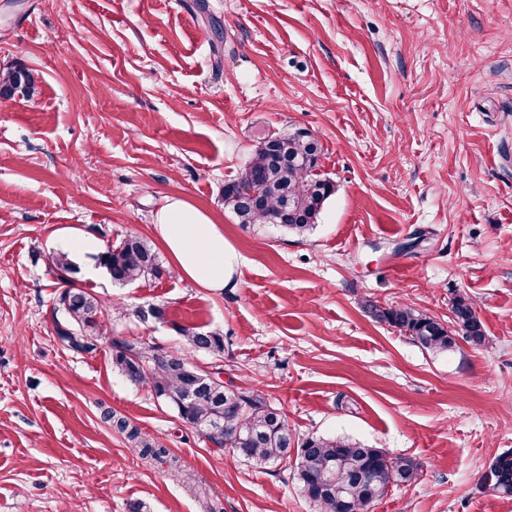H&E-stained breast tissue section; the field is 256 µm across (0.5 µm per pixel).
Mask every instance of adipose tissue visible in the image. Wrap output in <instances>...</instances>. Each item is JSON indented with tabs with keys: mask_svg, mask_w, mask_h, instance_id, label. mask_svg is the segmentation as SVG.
I'll list each match as a JSON object with an SVG mask.
<instances>
[{
	"mask_svg": "<svg viewBox=\"0 0 512 512\" xmlns=\"http://www.w3.org/2000/svg\"><path fill=\"white\" fill-rule=\"evenodd\" d=\"M155 229L175 269L209 291L234 287L239 257L221 225L185 198H167L154 215Z\"/></svg>",
	"mask_w": 512,
	"mask_h": 512,
	"instance_id": "ef3b65f1",
	"label": "adipose tissue"
}]
</instances>
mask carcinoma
Segmentation results:
<instances>
[{
    "instance_id": "obj_1",
    "label": "carcinoma",
    "mask_w": 512,
    "mask_h": 512,
    "mask_svg": "<svg viewBox=\"0 0 512 512\" xmlns=\"http://www.w3.org/2000/svg\"><path fill=\"white\" fill-rule=\"evenodd\" d=\"M33 89L32 74L18 67L0 83V97L28 94ZM279 150L285 161L278 164L264 151H254L241 176L224 185V207L241 224H270L284 212L282 228L303 234L317 222L325 202L335 193V185L317 172L321 145L316 138L299 131L285 134L280 136ZM96 260L115 284L159 279L165 272L157 253L139 236L108 245ZM51 268L64 287L59 304L66 321L57 325L58 338L68 350L89 354L97 349V341L106 331L107 314L92 293L77 286L79 267L70 253L53 255ZM368 308L375 318L426 351H449L457 335L478 346L486 340L483 323L465 298L453 303L447 326L408 305L382 308L370 303ZM182 335L192 351L214 356L224 353V332L220 330L190 327L182 329ZM112 366L128 382L147 388L156 399L173 407L186 424L211 442L233 449L258 468L276 466L296 456L300 492L316 512H368L390 486L416 479V466L404 456L366 448L344 437L296 439L286 415L258 392L230 384L215 390L196 388L194 376L206 371L182 351L138 348L115 338ZM103 417L141 458L165 464L170 470L179 469L178 458L157 438L110 410ZM498 459V468L480 485L491 493L512 497V450Z\"/></svg>"
}]
</instances>
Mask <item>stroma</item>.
Returning <instances> with one entry per match:
<instances>
[{"instance_id":"obj_1","label":"stroma","mask_w":512,"mask_h":512,"mask_svg":"<svg viewBox=\"0 0 512 512\" xmlns=\"http://www.w3.org/2000/svg\"><path fill=\"white\" fill-rule=\"evenodd\" d=\"M0 512H315L292 470L252 467L112 365L111 341L183 348L262 392L299 436L409 458L418 478L370 512H512L484 491L512 450V0H0ZM299 129L336 185L313 230L239 224L224 185L254 134ZM180 196L224 228L240 263L211 292L171 269L78 285L112 316L96 351L56 335L50 260L85 237L159 240ZM469 298L488 340L431 353L366 302L447 321ZM164 310L141 322L138 308ZM111 410L177 455L147 464ZM34 89L32 74L21 67L11 71L7 79L0 83V97L10 98L15 93L29 94ZM182 335L188 348L196 352H205L214 356L224 354V333L217 329L183 328Z\"/></svg>"}]
</instances>
